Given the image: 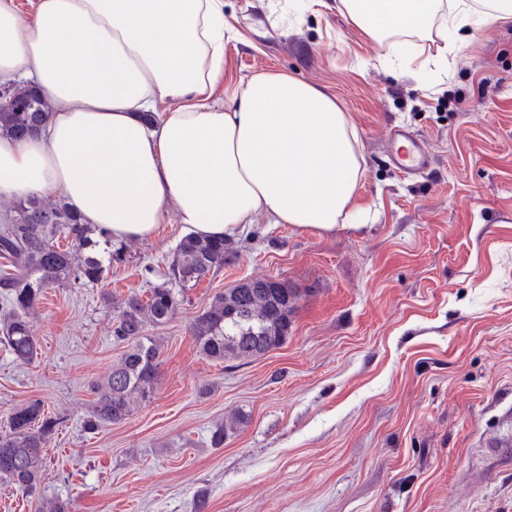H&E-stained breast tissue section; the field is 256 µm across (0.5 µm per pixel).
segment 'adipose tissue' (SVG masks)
<instances>
[{"mask_svg":"<svg viewBox=\"0 0 512 512\" xmlns=\"http://www.w3.org/2000/svg\"><path fill=\"white\" fill-rule=\"evenodd\" d=\"M367 36L483 34L512 0H336ZM224 0H0V80H29L53 106L45 134L0 137V196L56 194L115 242L177 219L199 238L249 224L321 234L352 219L364 175L355 133L322 88L280 72L229 99ZM169 111L156 113L157 101Z\"/></svg>","mask_w":512,"mask_h":512,"instance_id":"1","label":"adipose tissue"}]
</instances>
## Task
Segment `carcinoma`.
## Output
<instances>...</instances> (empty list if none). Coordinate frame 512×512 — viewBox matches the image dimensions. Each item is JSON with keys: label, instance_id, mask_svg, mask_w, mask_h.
Masks as SVG:
<instances>
[{"label": "carcinoma", "instance_id": "obj_1", "mask_svg": "<svg viewBox=\"0 0 512 512\" xmlns=\"http://www.w3.org/2000/svg\"><path fill=\"white\" fill-rule=\"evenodd\" d=\"M13 94L12 90L0 94V137L40 134L51 105L37 93L19 101ZM61 239L67 241L64 248ZM122 253L123 247L112 248V240L91 237L66 202L41 196L16 200L9 228L0 231V300L7 308L0 319V342L14 359L29 363L37 354L30 315L43 289L93 288L105 278L112 258L120 259ZM227 258L224 240L187 235L169 265L170 285L152 288L145 300L131 295L118 305L110 333L114 341L125 344V351L104 381L90 385L94 401L85 421L87 429L120 423L137 403L151 400L162 340L148 335V327H161L173 319L179 305L174 286L196 284L224 267ZM296 301L287 283L272 285L264 278L224 289L192 322L199 352L224 364L253 360L281 347L288 340ZM61 424L40 399L14 408L0 433V477L24 493L34 492L42 479L46 448Z\"/></svg>", "mask_w": 512, "mask_h": 512}]
</instances>
